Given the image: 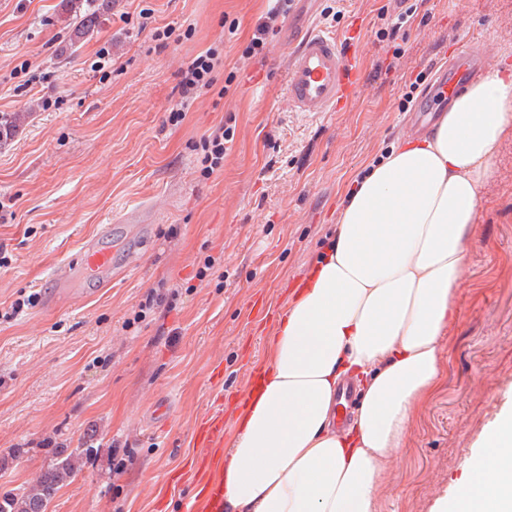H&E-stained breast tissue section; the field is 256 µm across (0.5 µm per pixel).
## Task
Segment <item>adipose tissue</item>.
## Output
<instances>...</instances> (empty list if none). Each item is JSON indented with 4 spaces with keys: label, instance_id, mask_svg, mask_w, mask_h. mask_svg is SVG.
Wrapping results in <instances>:
<instances>
[{
    "label": "adipose tissue",
    "instance_id": "ef3b65f1",
    "mask_svg": "<svg viewBox=\"0 0 512 512\" xmlns=\"http://www.w3.org/2000/svg\"><path fill=\"white\" fill-rule=\"evenodd\" d=\"M512 127V75L488 72L431 135L356 182L336 240L278 319L260 384L224 450L221 512H379L380 474L440 375L480 190ZM362 398L336 430V386ZM440 512H512V411Z\"/></svg>",
    "mask_w": 512,
    "mask_h": 512
}]
</instances>
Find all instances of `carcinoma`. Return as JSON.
Wrapping results in <instances>:
<instances>
[{"label": "carcinoma", "instance_id": "1", "mask_svg": "<svg viewBox=\"0 0 512 512\" xmlns=\"http://www.w3.org/2000/svg\"><path fill=\"white\" fill-rule=\"evenodd\" d=\"M96 15L74 12L73 43L77 44L94 32ZM79 454L72 453L57 460L44 470L22 493H7L0 497V512H46L47 506L64 483L76 476V460Z\"/></svg>", "mask_w": 512, "mask_h": 512}]
</instances>
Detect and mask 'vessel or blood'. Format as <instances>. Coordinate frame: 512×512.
Wrapping results in <instances>:
<instances>
[{"mask_svg":"<svg viewBox=\"0 0 512 512\" xmlns=\"http://www.w3.org/2000/svg\"><path fill=\"white\" fill-rule=\"evenodd\" d=\"M292 2L296 20L288 24L282 36L283 44L293 51L286 81L288 100L298 112L341 109L359 84L360 73L345 60L335 35L305 29L304 23L314 14L318 0ZM496 62V55L489 49L475 54L467 48H459L448 67L434 74L415 106L416 112H438L450 103L454 94L475 72L490 69ZM115 234V225H102L85 241L79 256L54 272L53 280L62 295H70L72 287L81 284L96 287L113 277L112 242ZM198 437L202 447H221L223 418L205 421L199 428ZM223 502V482L212 477L200 482L197 499L186 503L185 512H197L201 506L206 512H220Z\"/></svg>","mask_w":512,"mask_h":512,"instance_id":"b4317fda","label":"vessel or blood"}]
</instances>
